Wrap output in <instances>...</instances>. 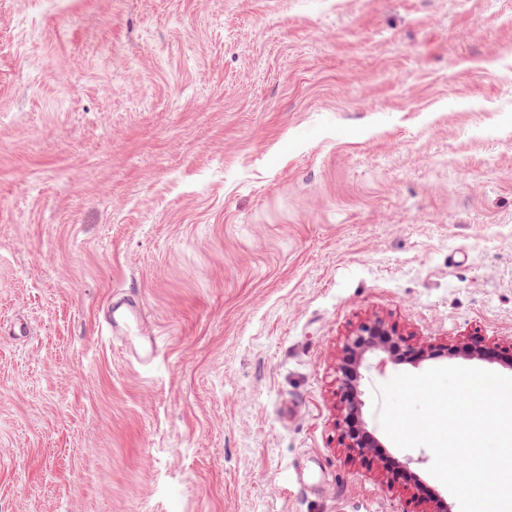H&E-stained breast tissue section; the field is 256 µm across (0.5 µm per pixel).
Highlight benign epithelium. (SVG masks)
Masks as SVG:
<instances>
[{
	"label": "benign epithelium",
	"mask_w": 512,
	"mask_h": 512,
	"mask_svg": "<svg viewBox=\"0 0 512 512\" xmlns=\"http://www.w3.org/2000/svg\"><path fill=\"white\" fill-rule=\"evenodd\" d=\"M380 351L385 354L380 365L401 362L418 364L430 356L463 355L467 357L491 358L508 365L512 364V344L500 346L479 341L448 343L443 346L410 344L398 334L395 327L381 318L363 322L345 337L338 364V408L343 417L345 448L352 458L364 460L373 449L379 447L375 437L366 430L360 419L362 402L359 380L366 353Z\"/></svg>",
	"instance_id": "1"
}]
</instances>
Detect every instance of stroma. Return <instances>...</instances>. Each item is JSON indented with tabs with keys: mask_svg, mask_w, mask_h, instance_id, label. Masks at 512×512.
<instances>
[{
	"mask_svg": "<svg viewBox=\"0 0 512 512\" xmlns=\"http://www.w3.org/2000/svg\"><path fill=\"white\" fill-rule=\"evenodd\" d=\"M374 318L512 343V0H0V512H460ZM380 351L386 356L379 363L385 366L401 362L418 364L430 356L463 355L467 357L491 358L512 364V343L500 346L497 343L482 344L481 341L448 343L443 346L410 344L398 334L395 327L382 318L359 324L345 337L338 364V408L343 417V438L348 454L353 458L365 460L380 445L375 437L366 430L360 419L362 402L359 380L361 367L366 353Z\"/></svg>",
	"mask_w": 512,
	"mask_h": 512,
	"instance_id": "1",
	"label": "stroma"
}]
</instances>
